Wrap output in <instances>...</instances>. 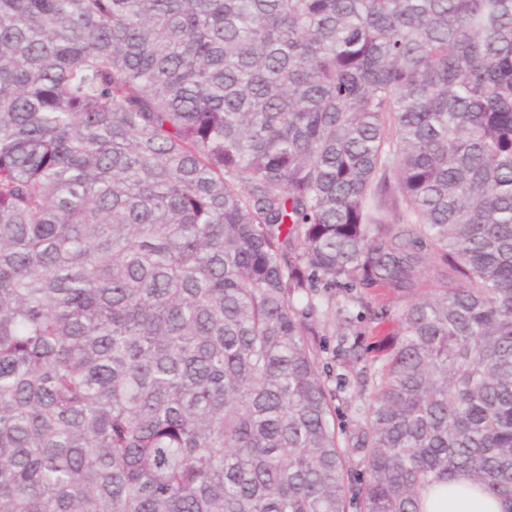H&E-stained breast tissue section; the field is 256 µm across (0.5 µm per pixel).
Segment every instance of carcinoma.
I'll return each instance as SVG.
<instances>
[{
	"instance_id": "1",
	"label": "carcinoma",
	"mask_w": 512,
	"mask_h": 512,
	"mask_svg": "<svg viewBox=\"0 0 512 512\" xmlns=\"http://www.w3.org/2000/svg\"><path fill=\"white\" fill-rule=\"evenodd\" d=\"M321 286L406 298L358 473ZM461 474L512 512V0H0V512H423Z\"/></svg>"
}]
</instances>
